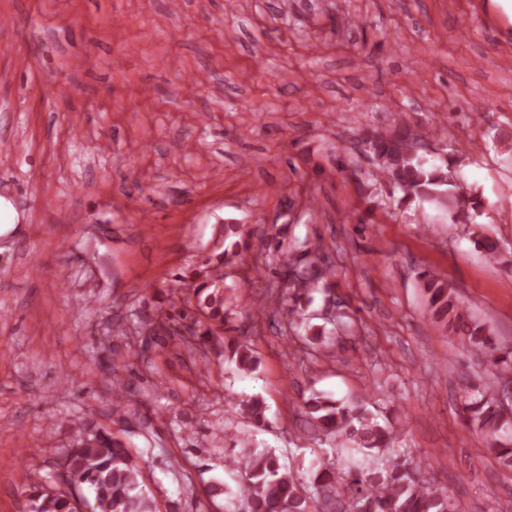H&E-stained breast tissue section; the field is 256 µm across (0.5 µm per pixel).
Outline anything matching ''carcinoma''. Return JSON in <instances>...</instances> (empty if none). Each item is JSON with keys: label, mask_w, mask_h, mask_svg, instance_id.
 <instances>
[{"label": "carcinoma", "mask_w": 512, "mask_h": 512, "mask_svg": "<svg viewBox=\"0 0 512 512\" xmlns=\"http://www.w3.org/2000/svg\"><path fill=\"white\" fill-rule=\"evenodd\" d=\"M362 143L377 163L375 179L391 182L402 193L401 202L433 204L451 215L455 224L472 223L482 205V198L455 194L448 172L430 166L416 152L415 138L406 121L387 132H367ZM224 250L209 257L191 277H175L167 293V306L158 310L151 334L177 336L184 344L203 353L211 340H220L231 309L224 306L226 270L243 262L250 250L263 254L274 266L281 286L288 290L293 305L288 307L289 326L301 327L306 318L298 311L300 301L314 292L327 294L335 275L332 258L319 243L293 245L279 229L258 242L243 224L227 223ZM475 246L493 262L507 263L499 239L479 235ZM418 284L428 301L430 316L454 330L464 341L488 357V371L493 378L512 369V353L498 350L485 326L466 318L454 292L436 276L424 270ZM225 359L238 369L251 372L258 365L249 343L232 338L224 342ZM233 409L259 426L265 420L267 406L262 398L233 399ZM314 433L362 456L352 463L345 481L351 494L352 512H455L448 494L421 475V467L410 457L391 452L396 435L382 423L364 402L354 404L312 395L305 404ZM465 421L486 437L488 452L505 467L512 469V400L499 383L483 389L467 390L464 400ZM231 447L242 451L227 458V468L239 472L246 492L248 512H334L338 491L331 471L319 467L313 481L303 484L294 471L281 465L269 450L253 452L249 439L234 436ZM68 491L40 486L32 494L33 512H75L77 500L89 512H154L153 502L140 481L134 458L117 439L90 434L67 451L59 462Z\"/></svg>", "instance_id": "obj_1"}]
</instances>
